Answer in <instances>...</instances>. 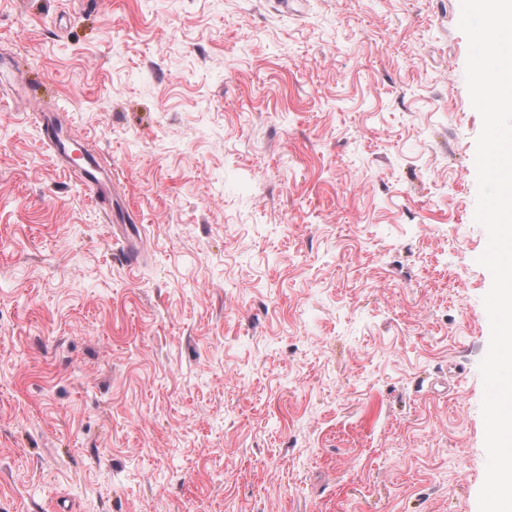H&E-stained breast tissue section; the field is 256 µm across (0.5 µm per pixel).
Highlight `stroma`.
Listing matches in <instances>:
<instances>
[{
	"label": "stroma",
	"instance_id": "stroma-1",
	"mask_svg": "<svg viewBox=\"0 0 512 512\" xmlns=\"http://www.w3.org/2000/svg\"><path fill=\"white\" fill-rule=\"evenodd\" d=\"M458 2L0 0V512H479ZM49 135L52 139H55L58 142L56 143L51 141L47 143L53 153L56 155L61 152L64 159H69L72 162H75L73 153L77 150L74 148V144L68 139L61 140L55 131H51ZM77 166L78 168H75L72 171L77 175L82 183L87 186L94 194H103L106 182L109 177L104 176L99 171L96 164L91 160L82 159L79 164H77Z\"/></svg>",
	"mask_w": 512,
	"mask_h": 512
}]
</instances>
